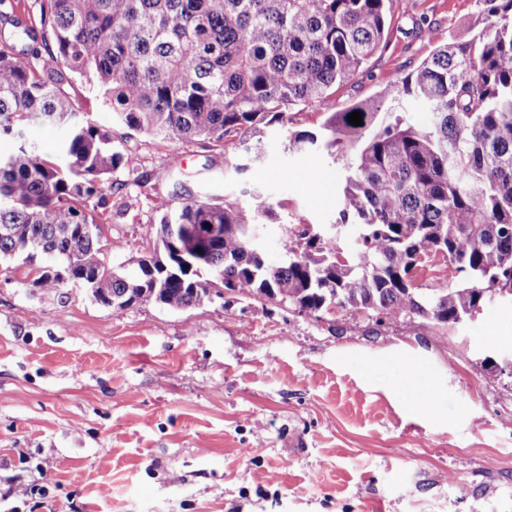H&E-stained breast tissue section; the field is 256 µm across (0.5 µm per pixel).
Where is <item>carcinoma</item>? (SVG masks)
Wrapping results in <instances>:
<instances>
[{
  "mask_svg": "<svg viewBox=\"0 0 512 512\" xmlns=\"http://www.w3.org/2000/svg\"><path fill=\"white\" fill-rule=\"evenodd\" d=\"M37 2L34 19L11 20L13 35L0 38V141L14 142L0 153V261L38 266L32 287L77 286L116 313L217 297L447 325L512 288V0H484L483 33L437 47L376 98L315 131L288 132V152L343 161L337 223L357 228L355 249L291 226L286 259L271 265L251 245L258 221L275 216L264 193L177 205L158 196L156 248L131 274L102 251L96 214L132 158L112 131L84 120L66 87L85 83L127 130L163 139L220 142L283 126L363 72L395 0ZM405 97L429 107L428 124L401 112ZM355 111L360 126L348 121ZM31 120L65 130L55 154L25 139ZM430 253L456 284H416Z\"/></svg>",
  "mask_w": 512,
  "mask_h": 512,
  "instance_id": "obj_1",
  "label": "carcinoma"
}]
</instances>
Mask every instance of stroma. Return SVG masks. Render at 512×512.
I'll return each instance as SVG.
<instances>
[{"instance_id":"stroma-1","label":"stroma","mask_w":512,"mask_h":512,"mask_svg":"<svg viewBox=\"0 0 512 512\" xmlns=\"http://www.w3.org/2000/svg\"><path fill=\"white\" fill-rule=\"evenodd\" d=\"M423 18L433 37L416 33ZM483 27L479 0H402L363 73L266 128L256 162L236 137L126 133L74 85L135 160L97 211L102 246L149 255L156 196L258 190L276 213L263 251L280 262L283 225L335 223L343 190L331 158L288 152V129L319 128ZM36 276L0 263V512H512V311L498 302L465 326L220 299L118 314ZM29 484L46 490L33 511L12 494Z\"/></svg>"}]
</instances>
